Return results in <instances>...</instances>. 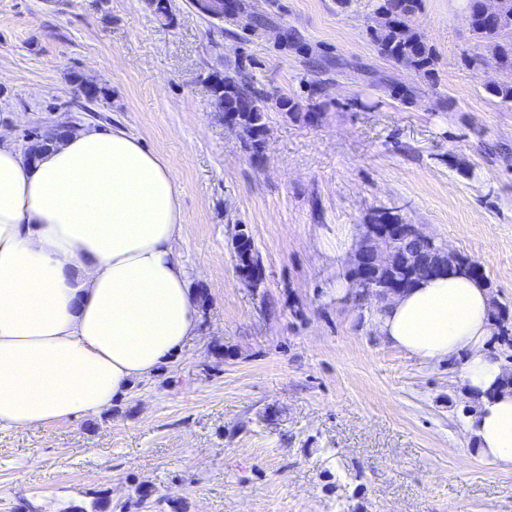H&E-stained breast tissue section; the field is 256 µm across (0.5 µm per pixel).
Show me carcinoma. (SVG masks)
<instances>
[{
    "mask_svg": "<svg viewBox=\"0 0 512 512\" xmlns=\"http://www.w3.org/2000/svg\"><path fill=\"white\" fill-rule=\"evenodd\" d=\"M376 9L385 15V22L373 30V42L378 53L392 59L404 67L426 75L434 71L437 55L434 49L422 40L410 27L411 18L418 9V0H378ZM224 14L228 16L247 15L252 30L264 29L263 17L249 13L243 0H224ZM469 26L476 43L472 53L466 57L468 65L474 68L496 66L512 70V0H500L499 19L486 15L483 0H470ZM212 81V94L215 100L224 103V113L248 136L253 154L263 148L266 133V106L255 105L262 100L260 91L254 86L251 77L242 73L239 78L208 75ZM29 141L27 155L36 157L55 139L54 131L27 133ZM375 223L391 226L387 234L390 246L388 261L376 278L378 293L387 295L388 287L395 282H403L410 288L416 283L445 270L461 271L471 277L486 280L481 265L464 256L450 259L446 255L435 254L420 240L404 233L405 225L390 213L376 216ZM236 268L247 271L246 277L257 276L249 282L256 288L262 278L261 259L251 237L241 231L234 238ZM491 318L501 334L497 335L502 349L500 356L512 363V317L507 308L493 302Z\"/></svg>",
    "mask_w": 512,
    "mask_h": 512,
    "instance_id": "obj_1",
    "label": "carcinoma"
}]
</instances>
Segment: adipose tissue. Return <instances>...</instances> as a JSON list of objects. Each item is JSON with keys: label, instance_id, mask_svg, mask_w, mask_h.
Here are the masks:
<instances>
[{"label": "adipose tissue", "instance_id": "adipose-tissue-1", "mask_svg": "<svg viewBox=\"0 0 512 512\" xmlns=\"http://www.w3.org/2000/svg\"><path fill=\"white\" fill-rule=\"evenodd\" d=\"M183 224L171 170L135 135L80 125L31 160L0 134L1 430L97 415L196 335ZM490 309L484 283L443 272L393 296L378 329L421 361L460 359L477 449L512 470Z\"/></svg>", "mask_w": 512, "mask_h": 512}]
</instances>
